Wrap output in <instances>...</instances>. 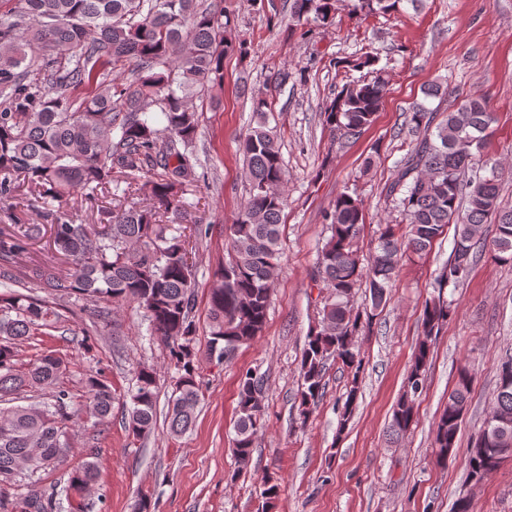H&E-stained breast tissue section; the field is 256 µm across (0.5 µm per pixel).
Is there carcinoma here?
<instances>
[{
    "label": "carcinoma",
    "instance_id": "carcinoma-1",
    "mask_svg": "<svg viewBox=\"0 0 512 512\" xmlns=\"http://www.w3.org/2000/svg\"><path fill=\"white\" fill-rule=\"evenodd\" d=\"M0 15V201L33 198L50 227L53 247L67 267L34 265L16 274L14 267L40 234L37 224L0 234V286L31 284L54 299L127 301L144 310L150 334L169 349L179 377L165 418L178 437L192 426L201 402L193 338L195 269L190 255L203 225L185 234H167L166 220L186 212L185 195L197 186L201 161L197 149L196 91L220 87L224 57L248 53L247 41L226 37L233 13L223 0H16ZM403 0H353L352 11L368 17L390 13ZM336 0H291L289 26L311 30L328 25ZM133 63L130 76L116 67ZM385 83L352 80L323 106V125L358 136L374 120ZM272 103L253 98L255 126L241 149L248 196L235 221L225 225L229 259L216 272L210 290L209 361L221 363L231 351L262 335L274 272L282 250L286 171L276 131L268 126ZM438 110L423 104L406 116L413 135L409 149L385 186L388 199L401 208L407 232L397 235L386 224L369 257L360 255L363 203L354 192L337 194L325 221L330 236L318 257L316 279L328 290L317 326L307 335L301 357L298 416L306 422L325 395L327 361L347 373L338 409V432L351 421L363 378L358 336L372 331L377 311L389 300V288L406 256L421 257L456 227L451 255L434 279V291L422 317V338L396 401L389 432L399 438L415 422L418 395L431 352V337L456 313L446 290L463 282L477 257L487 253L512 263V209L499 203V166L476 157L491 134L494 114L484 97H471L437 119ZM163 128H157L158 124ZM148 189L145 202L137 201ZM97 207V224L78 222L63 206L75 191ZM496 224L492 240L484 224ZM369 288L370 311L356 310L355 288ZM61 321L51 303L17 292L0 294V403L22 392H46L37 404L0 408V509L56 512V486L30 488L17 501L9 489L63 463L72 448L78 419L93 425L112 415V386L99 370L82 379L75 399L60 378L68 361L54 351L20 368L17 344ZM473 374L462 367L448 394V406L436 422V462L455 454L457 435L467 413ZM157 371L137 367L129 393L126 423L141 438L153 432L158 401ZM263 379L243 374L237 391L233 452L247 468L255 438L265 423ZM512 451V354L497 366L491 410L468 454L469 478L491 477ZM97 480L94 462L68 472L67 488L87 492ZM280 484L266 477L261 496L274 505Z\"/></svg>",
    "mask_w": 512,
    "mask_h": 512
}]
</instances>
